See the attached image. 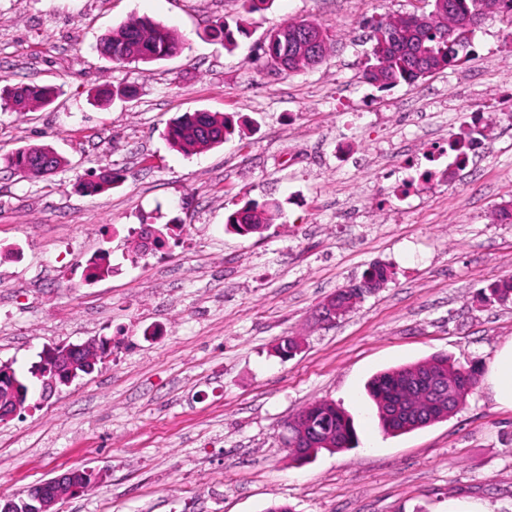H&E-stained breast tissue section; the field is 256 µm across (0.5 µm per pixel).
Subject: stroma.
Wrapping results in <instances>:
<instances>
[{
	"instance_id": "stroma-1",
	"label": "stroma",
	"mask_w": 512,
	"mask_h": 512,
	"mask_svg": "<svg viewBox=\"0 0 512 512\" xmlns=\"http://www.w3.org/2000/svg\"><path fill=\"white\" fill-rule=\"evenodd\" d=\"M427 0H271L246 15L234 51L207 40L242 0H0V90L55 86L53 104L0 106V155L51 146L57 172H0V363L28 372L43 348L121 340L93 374L22 417L0 422V498L74 468L101 474L57 512H512V409L476 386L447 420L383 434L365 385L377 372L436 354L484 363L512 341V300L477 294L512 275V24L475 30L470 61L382 91L362 70L373 24L427 11ZM147 16L184 51L116 65L100 38ZM307 20L334 49L316 69L254 62L266 32ZM135 99L99 105L104 86ZM236 121L223 145L186 156L168 124L187 112ZM493 117L471 172L402 186L407 154L458 133L466 115ZM347 145L341 157L338 145ZM109 168L114 187L85 193ZM253 199L280 210L263 236L225 226ZM177 225L164 252L134 256L132 229ZM112 270L95 280L99 250ZM393 278L332 326L320 303L370 265ZM295 336L290 357L275 348ZM315 400L335 402L357 448L294 462L285 425Z\"/></svg>"
}]
</instances>
